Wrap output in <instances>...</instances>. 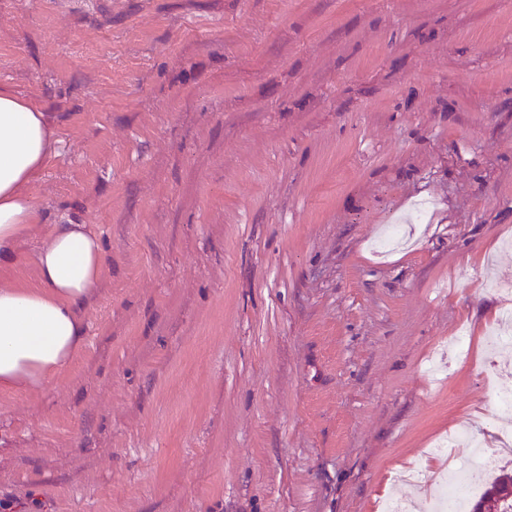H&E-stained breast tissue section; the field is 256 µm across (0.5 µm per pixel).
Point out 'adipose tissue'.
Returning <instances> with one entry per match:
<instances>
[{"instance_id":"1","label":"adipose tissue","mask_w":512,"mask_h":512,"mask_svg":"<svg viewBox=\"0 0 512 512\" xmlns=\"http://www.w3.org/2000/svg\"><path fill=\"white\" fill-rule=\"evenodd\" d=\"M49 114L0 89V266L17 259L39 211L27 187L56 153ZM38 282L0 286V390L43 386L81 348L87 307L106 253L86 224L55 225L35 256Z\"/></svg>"}]
</instances>
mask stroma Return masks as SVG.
<instances>
[{
    "mask_svg": "<svg viewBox=\"0 0 512 512\" xmlns=\"http://www.w3.org/2000/svg\"><path fill=\"white\" fill-rule=\"evenodd\" d=\"M0 88L62 142L0 285L56 224L106 251L72 362L0 391V512H371L491 440L512 0H0Z\"/></svg>",
    "mask_w": 512,
    "mask_h": 512,
    "instance_id": "stroma-1",
    "label": "stroma"
}]
</instances>
